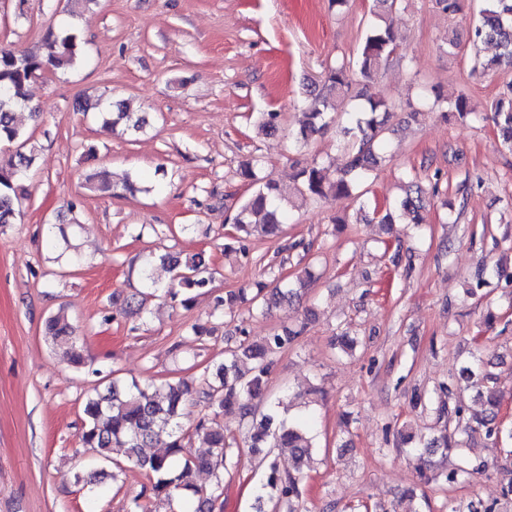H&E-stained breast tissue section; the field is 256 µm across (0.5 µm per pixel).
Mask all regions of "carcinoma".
Instances as JSON below:
<instances>
[{"label": "carcinoma", "instance_id": "obj_1", "mask_svg": "<svg viewBox=\"0 0 512 512\" xmlns=\"http://www.w3.org/2000/svg\"><path fill=\"white\" fill-rule=\"evenodd\" d=\"M401 0H374V21L366 29L357 53L342 57L327 65L320 80L305 85L310 98L296 142L306 145L314 136L323 133L335 121L332 111L337 106L331 98L352 104L347 120L341 124L342 149L345 162L337 170L336 180L330 182L324 167L317 161L302 167L296 174L294 190L315 201L334 202L351 195L356 186L366 182L384 158L387 116L391 112L390 98L370 91L369 82L386 64L398 47L397 34L389 16L400 7ZM74 31L48 29L43 35L44 53L32 54L6 46L0 48V143L11 146L16 152V163L8 168L0 166V224H12L20 216L24 187L22 180L35 167L37 153L32 145L33 134L16 123V113L27 110L34 121L40 113L29 106L28 88L31 82L48 72L70 70L78 63L77 42ZM471 42L495 43L500 52L483 62L474 58L481 72H497L512 68V0H484L479 18L471 32ZM101 109L100 117L106 127L120 126L126 132L144 131L148 121L143 113L134 109L127 99H112L106 105L92 104L77 98L73 111L87 112ZM431 110L452 115L465 123L478 119H491L502 143L512 149V97L499 98L491 106L490 116L476 112L465 95L447 104L439 92H434ZM281 115L262 112L256 120L258 131L273 135L280 129ZM242 179L255 186L252 194L240 205L232 219L224 248L245 249V242L254 235L275 237L290 220L287 210L290 191L267 176L258 175V163H245L240 169ZM86 188L100 194L114 195L117 190L131 189L129 183L118 186L111 182L104 171L86 177ZM426 191L413 182L393 207L380 212L360 207L362 219L380 224H397L408 218L412 224L424 223ZM169 270L177 272L175 283L159 288L152 273V264L139 269V276L146 287L157 291L187 308L195 294L208 288L213 281V269L204 253L182 255L166 252L158 256ZM312 278L310 268L293 281H284L269 294L259 286L252 297L242 291H230L224 297V306L231 309L238 302L250 301L252 309L261 315L270 308L298 297ZM308 320L282 332L268 336L261 343L242 339L225 353L224 358L206 366L198 376L166 381L160 385L129 384L112 380L94 392L84 402V421L80 440L84 447L93 449L100 458L112 463V480L125 471V464L145 471L150 486L134 499L131 512H149L155 502L172 505L173 501L189 492L198 499L195 512H223L224 469L233 458L239 457V447L248 452L263 467V477L254 498L255 512H265L269 503L278 512H305L304 489L298 472L314 448L315 417L307 414L290 418L279 410L278 403L265 394L268 376L274 365L273 356L294 343L306 330ZM44 335L52 349L66 363L76 369L85 367V356L77 326L64 311L49 316L44 325ZM477 358L462 371L471 380L477 395L486 400L487 414L479 422L485 436L496 444L501 439L499 402L496 391L484 385L480 377ZM189 401L203 406L207 413L199 420L194 434L208 445L204 456L191 453L190 437L178 426V416ZM265 405L262 411L257 406ZM236 407L242 417L249 419L248 429L239 443L224 435V428L216 418L224 410ZM159 445L162 451L145 455L142 449ZM486 469L480 462L471 467H457L444 474V481L453 484L469 472ZM199 470L211 473L210 486L197 485L193 475Z\"/></svg>", "mask_w": 512, "mask_h": 512}]
</instances>
